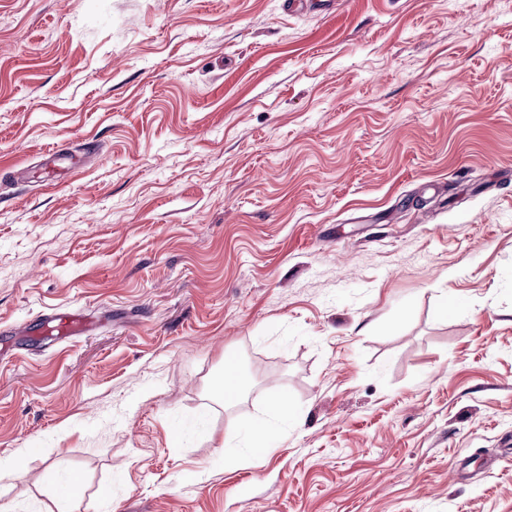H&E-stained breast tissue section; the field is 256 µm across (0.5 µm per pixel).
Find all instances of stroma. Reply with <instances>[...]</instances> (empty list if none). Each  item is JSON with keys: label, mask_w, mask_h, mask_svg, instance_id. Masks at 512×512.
I'll return each mask as SVG.
<instances>
[{"label": "stroma", "mask_w": 512, "mask_h": 512, "mask_svg": "<svg viewBox=\"0 0 512 512\" xmlns=\"http://www.w3.org/2000/svg\"><path fill=\"white\" fill-rule=\"evenodd\" d=\"M283 2L0 0V512H512V0ZM85 315L74 312L58 313L47 317L40 328L44 336L56 335L60 338L80 335L88 326Z\"/></svg>", "instance_id": "35a3bbf8"}]
</instances>
